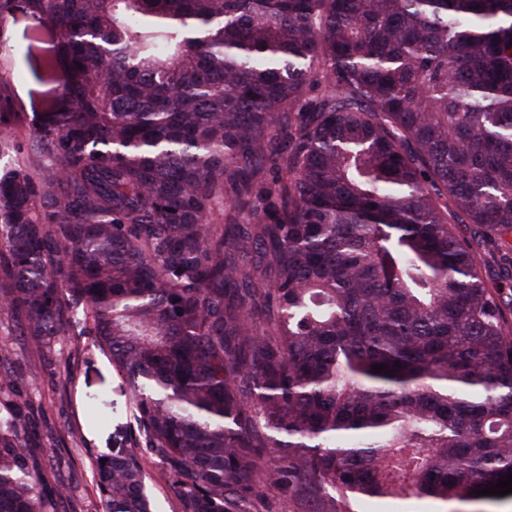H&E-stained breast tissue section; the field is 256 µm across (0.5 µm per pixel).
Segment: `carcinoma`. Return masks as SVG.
Wrapping results in <instances>:
<instances>
[{"label":"carcinoma","instance_id":"carcinoma-1","mask_svg":"<svg viewBox=\"0 0 512 512\" xmlns=\"http://www.w3.org/2000/svg\"><path fill=\"white\" fill-rule=\"evenodd\" d=\"M24 2L63 100L29 118L0 79L29 127L0 137V311L126 379L106 512H155L144 448L180 512L512 501L475 496L512 472V289L478 263L512 280V0ZM19 411L0 512H53Z\"/></svg>","mask_w":512,"mask_h":512}]
</instances>
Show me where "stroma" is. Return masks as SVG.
Instances as JSON below:
<instances>
[{
	"label": "stroma",
	"mask_w": 512,
	"mask_h": 512,
	"mask_svg": "<svg viewBox=\"0 0 512 512\" xmlns=\"http://www.w3.org/2000/svg\"><path fill=\"white\" fill-rule=\"evenodd\" d=\"M0 46V78L7 79L18 110L45 111L60 87L29 73L24 51L41 25L16 6ZM20 403V422L39 454V486L69 492L57 512H104L95 485L94 459L126 447L132 426L131 395L109 358L87 337L69 336L40 357L30 353L10 315L0 312V415Z\"/></svg>",
	"instance_id": "obj_1"
}]
</instances>
